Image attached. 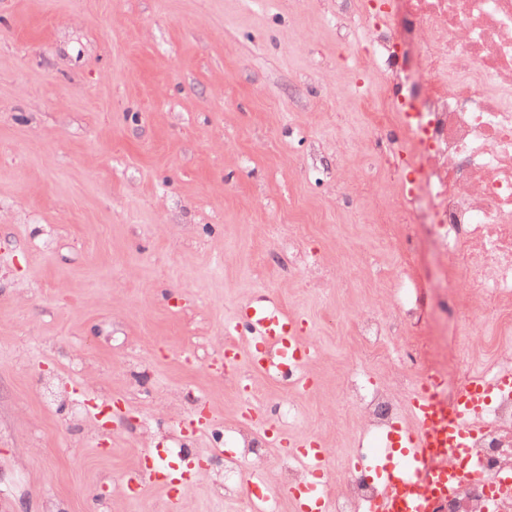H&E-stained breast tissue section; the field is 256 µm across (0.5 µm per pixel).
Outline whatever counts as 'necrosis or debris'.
Masks as SVG:
<instances>
[{
  "mask_svg": "<svg viewBox=\"0 0 512 512\" xmlns=\"http://www.w3.org/2000/svg\"><path fill=\"white\" fill-rule=\"evenodd\" d=\"M354 17L366 28L362 51L398 96L390 110L405 131L388 165L397 173L400 224L424 219L440 243L450 279L456 328L492 324V349L471 345L464 380L498 384L473 421L467 442L477 477L460 479L436 498L432 512H512V0H357ZM401 378L367 383L352 371L346 398L358 414L360 441L377 440L403 417ZM238 451L226 458L224 493L235 496L237 473L268 453L250 428L236 432ZM330 512H365L382 486L354 465L328 476Z\"/></svg>",
  "mask_w": 512,
  "mask_h": 512,
  "instance_id": "4bbe7bcc",
  "label": "necrosis or debris"
}]
</instances>
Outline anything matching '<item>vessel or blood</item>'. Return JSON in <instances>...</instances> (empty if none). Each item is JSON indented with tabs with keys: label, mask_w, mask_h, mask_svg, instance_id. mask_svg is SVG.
Segmentation results:
<instances>
[{
	"label": "vessel or blood",
	"mask_w": 512,
	"mask_h": 512,
	"mask_svg": "<svg viewBox=\"0 0 512 512\" xmlns=\"http://www.w3.org/2000/svg\"><path fill=\"white\" fill-rule=\"evenodd\" d=\"M303 325L298 316L267 303H244L235 318L225 323L224 333L249 335L253 342L244 352L226 345V366H234L244 355L260 372L274 369L284 376L305 367L312 351L301 339ZM492 394V388L480 380L463 385L450 404L430 390L412 391L407 408L414 425L387 434L381 448L386 461L376 473L386 492L369 505L368 512H429L433 497L447 495L456 479L475 474L466 450L469 421ZM290 450L310 463L315 476L308 486L290 490L294 512H328L323 492L329 466L326 448L319 441L299 439L291 443Z\"/></svg>",
	"instance_id": "obj_1"
}]
</instances>
